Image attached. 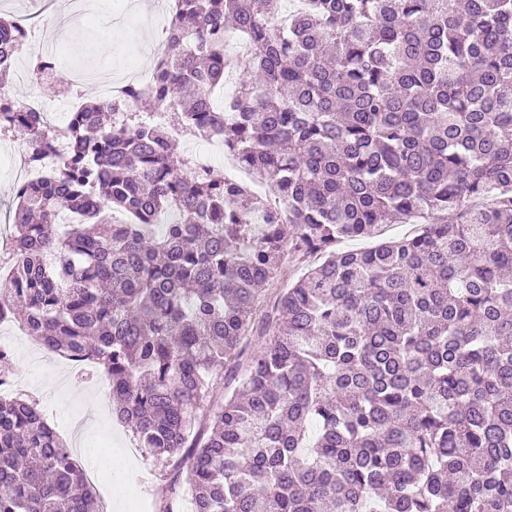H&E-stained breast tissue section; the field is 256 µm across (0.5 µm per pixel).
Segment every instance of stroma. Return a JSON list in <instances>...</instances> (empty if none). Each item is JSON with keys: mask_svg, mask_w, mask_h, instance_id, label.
Returning <instances> with one entry per match:
<instances>
[{"mask_svg": "<svg viewBox=\"0 0 512 512\" xmlns=\"http://www.w3.org/2000/svg\"><path fill=\"white\" fill-rule=\"evenodd\" d=\"M118 0H79L74 9L51 14L48 24L37 25L35 39L40 51L54 54L67 71H82L88 79L81 90L85 99L99 97L98 77L129 67H150L156 39L151 25L162 22V6L154 0L141 8L137 24L119 17ZM22 137L0 139V210L13 201L20 173ZM0 338L14 352L11 396L36 400L48 423L63 440H70L74 417L83 421V442L78 459L90 466L95 448L108 446L112 470L95 489L107 512H131L128 488L145 486L141 512H158L165 499L169 476L162 463L146 454L130 455L131 431L117 421L106 406L108 387L92 378L85 367L40 350L19 324L0 325Z\"/></svg>", "mask_w": 512, "mask_h": 512, "instance_id": "1", "label": "stroma"}]
</instances>
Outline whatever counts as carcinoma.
<instances>
[{
  "label": "carcinoma",
  "mask_w": 512,
  "mask_h": 512,
  "mask_svg": "<svg viewBox=\"0 0 512 512\" xmlns=\"http://www.w3.org/2000/svg\"><path fill=\"white\" fill-rule=\"evenodd\" d=\"M26 38L0 17V83ZM151 71L60 135L0 96L42 169L8 210L0 321L106 375L177 469L159 512L183 469L194 512H512V0H174ZM161 109L276 201L188 176ZM386 224L420 228L337 248ZM286 259L301 275L215 404ZM0 512H102L37 403L2 395Z\"/></svg>",
  "instance_id": "cac0c4a2"
}]
</instances>
